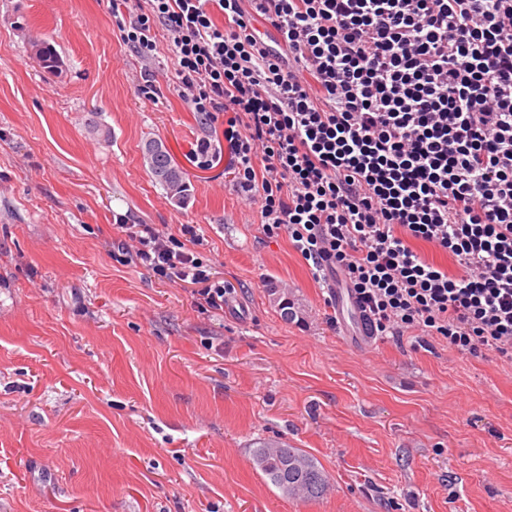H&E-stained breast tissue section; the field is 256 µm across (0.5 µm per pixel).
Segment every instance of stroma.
<instances>
[{
    "mask_svg": "<svg viewBox=\"0 0 512 512\" xmlns=\"http://www.w3.org/2000/svg\"><path fill=\"white\" fill-rule=\"evenodd\" d=\"M39 38L63 75L31 55ZM139 71L159 73L158 102ZM175 80L166 51L121 40L108 0H0V512H512V361L344 334L237 194L223 123ZM150 139L184 169V202L146 170ZM121 220L196 225L233 311L117 262ZM264 439L311 455L328 491L282 497L252 463ZM30 46L42 69L54 75L63 72L65 61L52 44L45 40H37L33 41Z\"/></svg>",
    "mask_w": 512,
    "mask_h": 512,
    "instance_id": "1",
    "label": "stroma"
}]
</instances>
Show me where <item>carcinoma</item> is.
Listing matches in <instances>:
<instances>
[{"label": "carcinoma", "instance_id": "carcinoma-1", "mask_svg": "<svg viewBox=\"0 0 512 512\" xmlns=\"http://www.w3.org/2000/svg\"><path fill=\"white\" fill-rule=\"evenodd\" d=\"M36 60L46 72L57 75L65 69V61L56 48L45 40L31 43ZM144 165L155 182L161 184L170 197L177 200L186 195L188 183L185 173L175 163L168 148L161 141L149 140L143 149ZM299 461L303 469L288 468L290 461ZM255 466L268 478L270 483L285 496L303 500L321 497L329 486L324 472L313 458L299 448L282 442H262L253 450Z\"/></svg>", "mask_w": 512, "mask_h": 512}]
</instances>
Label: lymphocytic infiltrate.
Wrapping results in <instances>:
<instances>
[{
	"instance_id": "obj_1",
	"label": "lymphocytic infiltrate",
	"mask_w": 512,
	"mask_h": 512,
	"mask_svg": "<svg viewBox=\"0 0 512 512\" xmlns=\"http://www.w3.org/2000/svg\"><path fill=\"white\" fill-rule=\"evenodd\" d=\"M110 8L140 58L166 31L179 98L224 124L237 193L268 234L287 232L315 280L343 277L370 335L438 336L512 361V0ZM122 230L120 262L190 288L202 310L234 294L197 256L195 225ZM414 239L448 252L459 274ZM410 244L427 261L447 270L448 274L456 275L460 272L458 265L448 252L418 240H411Z\"/></svg>"
}]
</instances>
